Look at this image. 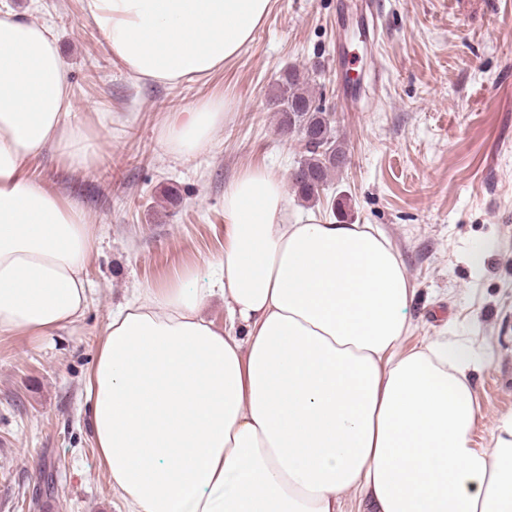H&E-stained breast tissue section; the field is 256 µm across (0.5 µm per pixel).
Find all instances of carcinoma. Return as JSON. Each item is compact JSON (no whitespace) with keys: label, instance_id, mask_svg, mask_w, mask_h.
Returning a JSON list of instances; mask_svg holds the SVG:
<instances>
[{"label":"carcinoma","instance_id":"carcinoma-1","mask_svg":"<svg viewBox=\"0 0 512 512\" xmlns=\"http://www.w3.org/2000/svg\"><path fill=\"white\" fill-rule=\"evenodd\" d=\"M277 86L276 99L283 101L279 128L303 142L293 187L300 199L313 202L331 174L341 169L346 152L333 135L328 113L309 92L306 78L298 70L284 71Z\"/></svg>","mask_w":512,"mask_h":512}]
</instances>
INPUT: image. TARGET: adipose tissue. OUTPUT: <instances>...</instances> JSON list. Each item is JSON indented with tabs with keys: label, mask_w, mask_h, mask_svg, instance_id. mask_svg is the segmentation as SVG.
Segmentation results:
<instances>
[{
	"label": "adipose tissue",
	"mask_w": 512,
	"mask_h": 512,
	"mask_svg": "<svg viewBox=\"0 0 512 512\" xmlns=\"http://www.w3.org/2000/svg\"><path fill=\"white\" fill-rule=\"evenodd\" d=\"M271 0H82L133 79L210 77L253 40ZM231 108L167 118L165 152L208 150ZM93 135L71 114L52 24L0 10V335L39 339L83 317L99 236L32 173L47 149L75 171ZM112 313L87 373L95 446L130 512H512V417L475 448L479 360L461 336L410 351L414 289L370 224L295 217L282 179L241 169L224 192V251ZM221 298L227 321L204 309Z\"/></svg>",
	"instance_id": "adipose-tissue-1"
}]
</instances>
